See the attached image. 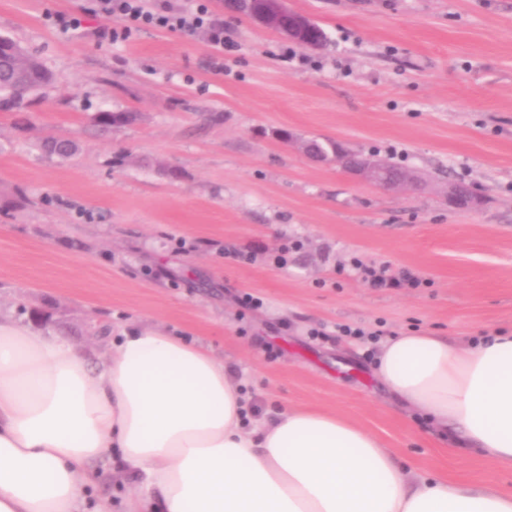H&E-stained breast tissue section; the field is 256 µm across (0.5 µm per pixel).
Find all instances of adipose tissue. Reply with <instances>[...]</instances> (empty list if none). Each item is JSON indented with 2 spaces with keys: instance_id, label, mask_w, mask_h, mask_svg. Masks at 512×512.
Returning a JSON list of instances; mask_svg holds the SVG:
<instances>
[{
  "instance_id": "1",
  "label": "adipose tissue",
  "mask_w": 512,
  "mask_h": 512,
  "mask_svg": "<svg viewBox=\"0 0 512 512\" xmlns=\"http://www.w3.org/2000/svg\"><path fill=\"white\" fill-rule=\"evenodd\" d=\"M377 361L404 405L512 467V332L453 345L406 331ZM112 450L150 491L125 512H512L493 481L416 476L344 417L291 408L259 422L202 343L134 329L97 368L0 318V512H87L92 465Z\"/></svg>"
}]
</instances>
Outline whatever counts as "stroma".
Returning a JSON list of instances; mask_svg holds the SVG:
<instances>
[{
  "instance_id": "35a3bbf8",
  "label": "stroma",
  "mask_w": 512,
  "mask_h": 512,
  "mask_svg": "<svg viewBox=\"0 0 512 512\" xmlns=\"http://www.w3.org/2000/svg\"><path fill=\"white\" fill-rule=\"evenodd\" d=\"M210 0L205 34L99 32L95 0H0V36L52 72L0 110V316L108 359L120 327L200 341L253 398L345 417L405 468L452 483L512 468L458 447L375 376L380 341L416 329L465 344L512 330V0H285L323 50ZM56 12L82 25H49ZM131 112L101 132L98 112ZM332 138L402 167L384 189L274 138ZM48 138L73 140L48 155ZM482 197L460 209L449 190ZM411 272L371 288L359 265ZM257 302L246 310L239 296ZM89 502L142 491L111 458Z\"/></svg>"
}]
</instances>
